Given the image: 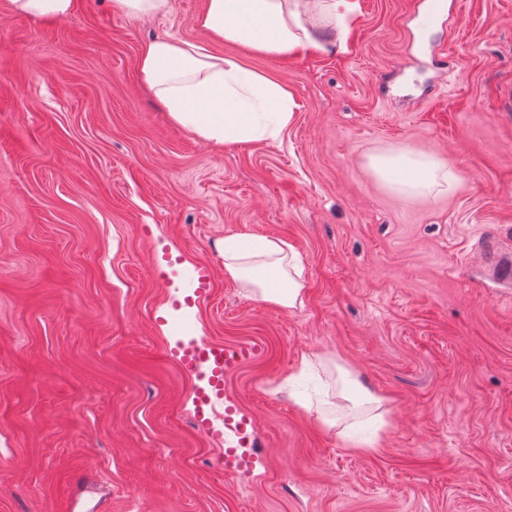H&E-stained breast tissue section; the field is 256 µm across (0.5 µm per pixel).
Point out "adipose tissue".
<instances>
[{
  "instance_id": "adipose-tissue-1",
  "label": "adipose tissue",
  "mask_w": 512,
  "mask_h": 512,
  "mask_svg": "<svg viewBox=\"0 0 512 512\" xmlns=\"http://www.w3.org/2000/svg\"><path fill=\"white\" fill-rule=\"evenodd\" d=\"M357 10L358 0H205L196 22L213 39L291 56L308 47L326 49L328 34L343 29ZM138 70L143 87L173 123L219 145L277 138L293 116L287 87L194 42L149 41ZM370 167L406 199L452 190L460 180L445 159L412 149L372 156ZM303 272L300 253L282 239H224V276L252 299L289 310L302 306ZM336 371L340 404L323 423L337 429L346 447L374 451L391 424L386 401L359 385L347 367Z\"/></svg>"
}]
</instances>
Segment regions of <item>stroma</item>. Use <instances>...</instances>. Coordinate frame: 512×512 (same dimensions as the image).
I'll return each mask as SVG.
<instances>
[{"instance_id":"stroma-1","label":"stroma","mask_w":512,"mask_h":512,"mask_svg":"<svg viewBox=\"0 0 512 512\" xmlns=\"http://www.w3.org/2000/svg\"><path fill=\"white\" fill-rule=\"evenodd\" d=\"M204 2L150 21L108 0L0 12V512H52L79 470L106 512H512V283L495 275L512 255V0H453L425 29L427 0H359L343 46L283 57L213 42ZM157 37L284 84L290 123L229 148L173 124L140 84ZM397 148L460 182L400 199L368 165ZM240 233L295 246L302 307L225 279ZM192 338L264 347L226 380L259 443L237 480L223 423L197 413ZM305 357L307 408L288 389ZM338 363L392 410L375 452L318 419ZM2 7L19 16L61 20L74 12L75 0H4Z\"/></svg>"}]
</instances>
